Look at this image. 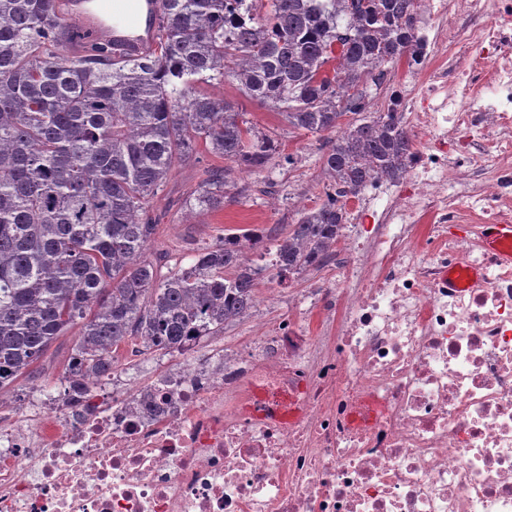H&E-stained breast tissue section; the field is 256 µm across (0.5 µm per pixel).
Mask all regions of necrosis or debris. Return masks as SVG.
<instances>
[{"mask_svg":"<svg viewBox=\"0 0 512 512\" xmlns=\"http://www.w3.org/2000/svg\"><path fill=\"white\" fill-rule=\"evenodd\" d=\"M452 2L472 24L416 39L406 191L346 240L315 335L291 316L132 392L114 373L84 410L63 382L0 400V512H512V264L484 244L512 223V0L420 9Z\"/></svg>","mask_w":512,"mask_h":512,"instance_id":"1","label":"necrosis or debris"}]
</instances>
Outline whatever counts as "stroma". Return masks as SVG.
Listing matches in <instances>:
<instances>
[{"label": "stroma", "mask_w": 512, "mask_h": 512, "mask_svg": "<svg viewBox=\"0 0 512 512\" xmlns=\"http://www.w3.org/2000/svg\"><path fill=\"white\" fill-rule=\"evenodd\" d=\"M211 93L235 102L247 119L262 130H273L281 144L282 154L292 156L293 164H280L269 178L275 183L274 194H265L262 177L241 174V182L251 185V194L244 199L226 203L223 210L187 214L185 201L199 188L209 171L224 165L222 157L199 149L196 161L175 172L164 191L151 203L159 219L157 233L146 256L158 266L188 265L194 249L215 244L226 230L235 228H259L269 239L282 237L290 224L296 223L302 209L320 203L324 197V183L320 169V142L317 137L298 133L281 123L279 116L270 108L244 97L231 83L213 87ZM335 264L321 270L307 272L289 281L278 300H270L268 292L274 288L273 279L261 278L256 287V303L243 318L229 323L218 336L204 339L207 350L234 353L248 344L260 327H275L287 315L288 306L297 292L313 295L341 287ZM76 331L59 337L44 356L33 365L30 377L18 379L6 394V401L25 406L34 389L52 390L63 377L73 354ZM130 346L119 351L118 367L126 390L134 391L155 380L160 374L183 369L179 356L145 354L131 356Z\"/></svg>", "instance_id": "obj_1"}]
</instances>
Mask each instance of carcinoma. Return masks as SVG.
<instances>
[{
  "label": "carcinoma",
  "mask_w": 512,
  "mask_h": 512,
  "mask_svg": "<svg viewBox=\"0 0 512 512\" xmlns=\"http://www.w3.org/2000/svg\"><path fill=\"white\" fill-rule=\"evenodd\" d=\"M154 48L138 54L102 28L74 53L60 0H0V393L78 326L73 391L132 355H171L218 336L255 305L263 276L253 229L198 248L162 275L145 258L158 219L150 202L197 146L229 165L186 200L215 212L280 157L272 133L235 104L198 90L231 81L288 127L319 137L323 201L274 245L271 276L324 268L348 200L403 177L413 147L404 119L368 85L414 54L419 0H147ZM341 41L335 51L333 44Z\"/></svg>",
  "instance_id": "cac0c4a2"
}]
</instances>
